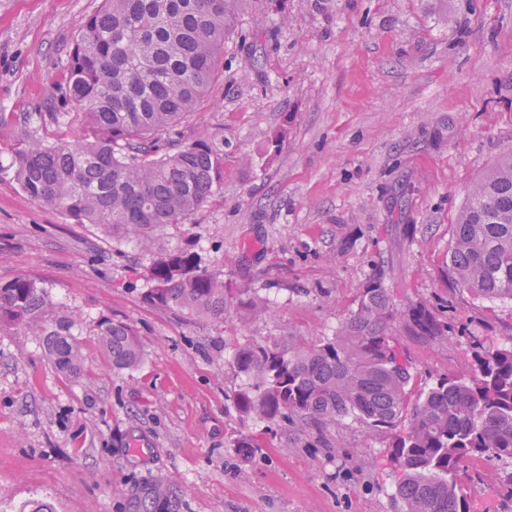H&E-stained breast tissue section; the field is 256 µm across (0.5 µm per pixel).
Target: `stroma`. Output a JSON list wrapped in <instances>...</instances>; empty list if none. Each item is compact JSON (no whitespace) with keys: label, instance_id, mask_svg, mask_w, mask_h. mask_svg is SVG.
Masks as SVG:
<instances>
[{"label":"stroma","instance_id":"1","mask_svg":"<svg viewBox=\"0 0 512 512\" xmlns=\"http://www.w3.org/2000/svg\"><path fill=\"white\" fill-rule=\"evenodd\" d=\"M103 0H0V113L66 112L67 58ZM224 142L223 185L151 249L32 201L0 169V283L41 282L74 315L78 373L42 337L0 327V512H398L386 431L247 424L230 404L237 339L330 336L380 277L398 310L432 302L441 344L390 334L413 392L502 346L512 305L448 275L469 188L512 149V0H242L224 77L177 129ZM286 137L280 146L272 139ZM188 251L271 314L195 319L144 299L159 254ZM122 321L141 364L98 336ZM245 434L260 443L237 448ZM171 496L152 502L153 484ZM102 347L116 369H134L142 360L139 339L124 322H106L101 326Z\"/></svg>","mask_w":512,"mask_h":512}]
</instances>
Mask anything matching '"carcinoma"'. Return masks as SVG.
Here are the masks:
<instances>
[{
  "label": "carcinoma",
  "instance_id": "cac0c4a2",
  "mask_svg": "<svg viewBox=\"0 0 512 512\" xmlns=\"http://www.w3.org/2000/svg\"><path fill=\"white\" fill-rule=\"evenodd\" d=\"M237 0H103L69 56L66 95L83 110L40 112L41 123L65 127L47 139L30 129L33 115L1 112L0 153L34 202L80 224L147 247L156 230L183 224L220 188L224 150L206 133L172 144L171 134L224 75V38ZM448 273L475 296L512 303V150L471 188L456 217ZM151 304L198 319L222 321L233 308L253 319L270 309L241 292L188 251L164 253L149 269ZM402 319L416 336L448 340V322L420 302L399 312L389 289L368 280L338 331L306 341L245 338L231 365L249 383L234 395L240 417L293 427H334L351 420L390 432V456L402 471L395 486L400 512H471L468 484L479 459L506 468L512 495V343L477 348L471 370L438 377L412 397L411 373L390 326ZM45 337L48 356L75 373L80 352L69 341L73 317L54 308L40 282L18 276L0 284V325ZM101 344L116 369L142 360L139 339L124 322H106Z\"/></svg>",
  "mask_w": 512,
  "mask_h": 512
}]
</instances>
